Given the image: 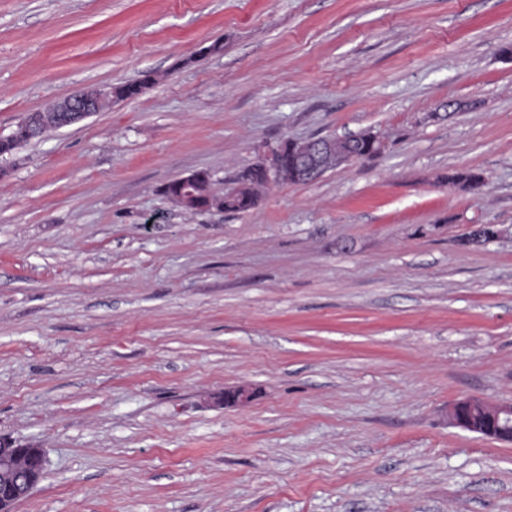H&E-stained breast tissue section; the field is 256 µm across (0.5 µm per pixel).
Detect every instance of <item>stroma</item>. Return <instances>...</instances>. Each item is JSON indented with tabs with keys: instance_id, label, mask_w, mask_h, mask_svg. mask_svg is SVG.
Masks as SVG:
<instances>
[{
	"instance_id": "stroma-1",
	"label": "stroma",
	"mask_w": 512,
	"mask_h": 512,
	"mask_svg": "<svg viewBox=\"0 0 512 512\" xmlns=\"http://www.w3.org/2000/svg\"><path fill=\"white\" fill-rule=\"evenodd\" d=\"M510 46L512 0H0V135L155 76L0 160L15 512H512V443L450 422L512 402V239L459 245L512 225ZM363 131L246 212L164 192ZM56 120L59 128L79 124L99 111L95 99L75 93L60 101L54 106ZM47 458L43 448H15L0 439V511L26 499L44 477Z\"/></svg>"
}]
</instances>
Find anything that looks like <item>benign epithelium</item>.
<instances>
[{
  "label": "benign epithelium",
  "instance_id": "7a95c632",
  "mask_svg": "<svg viewBox=\"0 0 512 512\" xmlns=\"http://www.w3.org/2000/svg\"><path fill=\"white\" fill-rule=\"evenodd\" d=\"M57 125L61 128L79 124L99 111L98 102L75 93L54 106ZM365 157L358 143L341 148L333 137L317 140L304 153L273 148L261 157L265 175L274 183L306 182L315 175ZM206 175L196 172L178 179L174 201L185 204L206 187ZM477 236L463 240L466 246L495 241L512 229L500 224H481ZM453 423L491 440L512 443V404L491 407L479 399L466 398L454 408ZM47 458L42 448H16L0 439V512H13V506L26 499L44 477Z\"/></svg>",
  "mask_w": 512,
  "mask_h": 512
}]
</instances>
